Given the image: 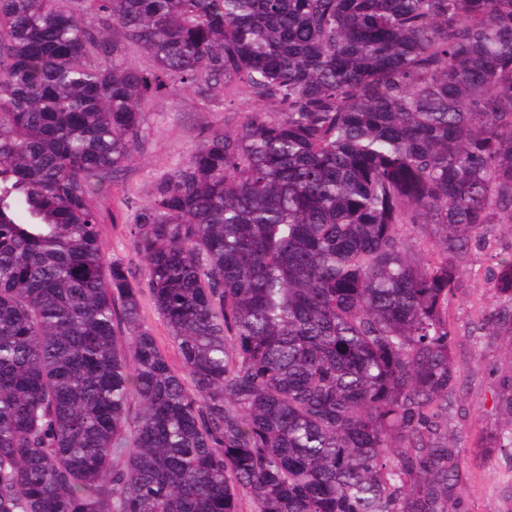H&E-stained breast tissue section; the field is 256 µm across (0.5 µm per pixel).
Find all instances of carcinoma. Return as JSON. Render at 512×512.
Segmentation results:
<instances>
[{
	"label": "carcinoma",
	"instance_id": "carcinoma-1",
	"mask_svg": "<svg viewBox=\"0 0 512 512\" xmlns=\"http://www.w3.org/2000/svg\"><path fill=\"white\" fill-rule=\"evenodd\" d=\"M86 2L0 0V512H463L448 297L512 233V0ZM175 83L274 111L154 183L143 283L90 198ZM141 291V315L143 320L152 329L171 369L176 373L184 374L179 349L171 340L165 321L157 313L148 288H142Z\"/></svg>",
	"mask_w": 512,
	"mask_h": 512
}]
</instances>
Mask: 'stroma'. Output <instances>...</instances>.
I'll return each mask as SVG.
<instances>
[{"label":"stroma","instance_id":"1","mask_svg":"<svg viewBox=\"0 0 512 512\" xmlns=\"http://www.w3.org/2000/svg\"><path fill=\"white\" fill-rule=\"evenodd\" d=\"M264 108V103L245 94L219 91L201 97L180 85L151 99L145 106L140 152L119 179L104 183L92 197L106 257L140 266L129 224L135 210L148 202L154 182L184 160L206 129L238 130L248 114ZM510 255L512 234L505 225H491L460 255L463 275L448 301V319L457 337L458 374L447 430L450 443L460 450L456 475L465 512H512V463L500 451L484 447L490 435L512 424V416L498 403L499 380L512 374V331L482 328L484 319L501 304L499 264ZM141 315L171 369L181 372L180 352L146 289L141 292Z\"/></svg>","mask_w":512,"mask_h":512}]
</instances>
